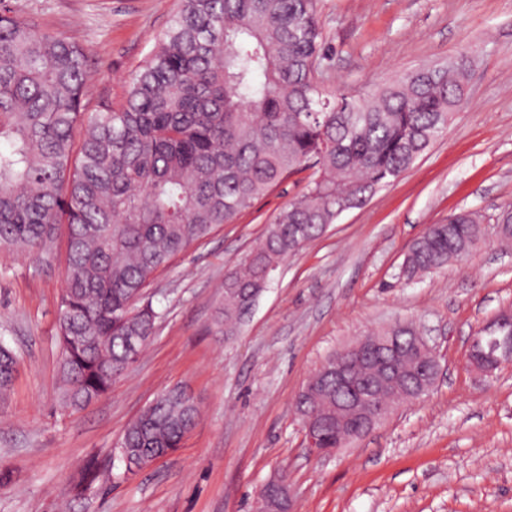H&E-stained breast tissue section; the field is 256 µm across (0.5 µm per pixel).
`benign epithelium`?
<instances>
[{"label": "benign epithelium", "mask_w": 512, "mask_h": 512, "mask_svg": "<svg viewBox=\"0 0 512 512\" xmlns=\"http://www.w3.org/2000/svg\"><path fill=\"white\" fill-rule=\"evenodd\" d=\"M512 326V311L503 310L495 318L480 326L469 338L468 363L470 368L481 376L491 377L495 371L512 364V333L504 334ZM395 328L383 330L378 336H363L356 343L336 352V362L329 369L336 377V425L346 418L356 419L352 436L361 439L381 424L396 407V404L378 403L373 392L376 387L387 383L398 373V349L401 337L393 334ZM413 347L420 353L428 354L431 369L428 374L421 371L413 373L415 386L413 396L405 399L413 403L427 393L443 374L440 360L424 336L413 338ZM369 367L370 378L358 379V370ZM327 419L321 413L313 411L303 419V432L309 451L323 457L333 453V449L322 447V432ZM278 495L290 500L287 478H274L268 481L258 493L261 498Z\"/></svg>", "instance_id": "7a95c632"}]
</instances>
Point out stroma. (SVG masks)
<instances>
[{
  "label": "stroma",
  "mask_w": 512,
  "mask_h": 512,
  "mask_svg": "<svg viewBox=\"0 0 512 512\" xmlns=\"http://www.w3.org/2000/svg\"><path fill=\"white\" fill-rule=\"evenodd\" d=\"M41 29L74 38L94 79L88 103L119 93L180 0H6ZM324 85L367 94L403 74L471 62L445 133L365 205L289 255L235 335L215 320L224 278L307 183L299 173L234 223L178 255L145 290L154 337L81 411L61 399L58 300L65 254L0 248V341L18 356L0 396V512H253L286 474L293 512H512V365L486 378L468 338L512 309V250L488 233L467 257L413 280L411 241L449 214L512 205V0H319ZM415 323L444 372L420 401L328 457L309 455L296 396L360 336ZM173 386L200 407L180 448L136 474L115 448L127 424ZM90 492L72 485L89 457Z\"/></svg>",
  "instance_id": "1"
}]
</instances>
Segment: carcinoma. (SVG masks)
Segmentation results:
<instances>
[{
	"mask_svg": "<svg viewBox=\"0 0 512 512\" xmlns=\"http://www.w3.org/2000/svg\"><path fill=\"white\" fill-rule=\"evenodd\" d=\"M318 0H181L145 64L121 92L85 103L91 71L76 41L0 6V247L52 256L66 227L58 305L65 405L85 408L143 351L157 313L144 289L191 245L231 224L292 175L311 171L264 239L224 281L217 316L232 336L280 263L346 210L364 205L448 127L468 78L408 72L367 95L322 84L327 54ZM496 233L512 240V207ZM482 219L461 211L414 240L413 279L468 254ZM17 356L0 343V393ZM298 415L336 414V382L296 401ZM198 408L174 392L126 426L125 472L178 448ZM86 459L77 487L98 478Z\"/></svg>",
	"mask_w": 512,
	"mask_h": 512,
	"instance_id": "1",
	"label": "carcinoma"
}]
</instances>
